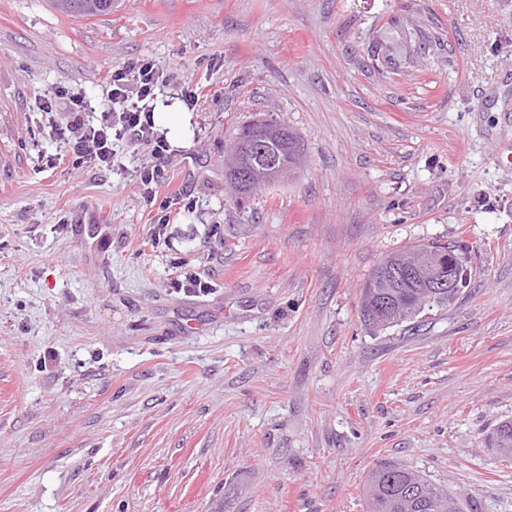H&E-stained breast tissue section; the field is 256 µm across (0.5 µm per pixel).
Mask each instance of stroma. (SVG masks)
<instances>
[{"instance_id":"obj_1","label":"stroma","mask_w":512,"mask_h":512,"mask_svg":"<svg viewBox=\"0 0 512 512\" xmlns=\"http://www.w3.org/2000/svg\"><path fill=\"white\" fill-rule=\"evenodd\" d=\"M140 57L193 118L163 227L147 148L76 172L56 131ZM511 69L512 0H0V512H368L381 462L512 512L485 442L512 420ZM257 113L303 163L240 202L224 142ZM89 207L108 250L72 232ZM434 238L466 287L370 334L369 273ZM64 15L75 18H93L111 14L114 0H51Z\"/></svg>"}]
</instances>
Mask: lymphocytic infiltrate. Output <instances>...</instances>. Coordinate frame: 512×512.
Segmentation results:
<instances>
[{"mask_svg": "<svg viewBox=\"0 0 512 512\" xmlns=\"http://www.w3.org/2000/svg\"><path fill=\"white\" fill-rule=\"evenodd\" d=\"M109 103L101 113L99 126L86 124L83 118L85 101L82 93L71 95L72 108L66 127L67 154L73 169L84 170L110 163L112 143L126 141L130 147L150 146L151 163L140 172L143 197L157 204L160 211H167L171 204L159 197L157 187L164 179L163 161L166 157L165 143L155 137L152 112L156 91L165 82L163 70L147 58L128 61L111 71Z\"/></svg>", "mask_w": 512, "mask_h": 512, "instance_id": "obj_1", "label": "lymphocytic infiltrate"}]
</instances>
